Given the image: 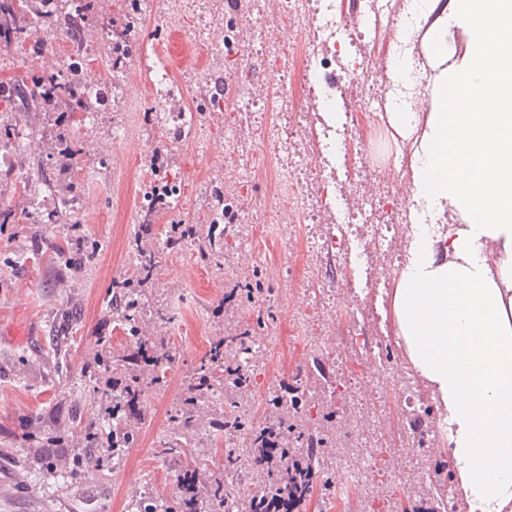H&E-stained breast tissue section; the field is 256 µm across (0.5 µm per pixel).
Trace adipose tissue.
Listing matches in <instances>:
<instances>
[{
  "label": "adipose tissue",
  "mask_w": 512,
  "mask_h": 512,
  "mask_svg": "<svg viewBox=\"0 0 512 512\" xmlns=\"http://www.w3.org/2000/svg\"><path fill=\"white\" fill-rule=\"evenodd\" d=\"M469 50L448 60V27ZM432 110L392 98L393 138L414 183L452 225L416 224L391 299L395 337L447 413L454 493L465 512H512V0H460L428 44Z\"/></svg>",
  "instance_id": "1"
}]
</instances>
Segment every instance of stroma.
I'll use <instances>...</instances> for the list:
<instances>
[{
  "label": "stroma",
  "mask_w": 512,
  "mask_h": 512,
  "mask_svg": "<svg viewBox=\"0 0 512 512\" xmlns=\"http://www.w3.org/2000/svg\"><path fill=\"white\" fill-rule=\"evenodd\" d=\"M98 23L82 25L81 43L67 38L35 49L33 41L0 52V86L8 88L30 66L57 73L61 61L79 52L86 75L111 85L112 99L90 114L62 103L0 112V144L21 142L9 165L0 167V512H128L132 500L159 512L179 493L186 467L201 473V485L223 477L238 488L233 512H245L243 472L224 470V457L250 441L266 422L282 385L316 391L324 401L313 409L319 429L333 428L350 447L341 457L327 442L316 457L317 474L301 512H419L429 494L422 470L451 477L447 441L428 433L435 403L394 337L391 308L361 292L344 289L357 272L343 260L312 256L305 239L325 234L338 210L361 215L378 208L379 223L391 225L392 256L376 274L397 280L408 245L405 214H425L424 205L397 193L382 196L381 183L364 172L376 126L375 110L361 71L337 73L334 105L312 83L314 64L302 50L306 21L284 17L282 0H260L227 8L225 0H184L179 19L150 17L151 0H93ZM338 23L349 25L353 43H342L348 59L365 57L380 84L390 85L391 60H415L452 0H437L432 12L407 24L406 0H396L378 28L357 22L366 0H327ZM205 26L208 43L193 32ZM242 44L237 60L211 53L227 26ZM134 32L139 57L120 67L100 57L108 28ZM277 31L281 54L257 60L266 28ZM170 70L180 91L157 107L148 70ZM348 116V136L332 144L329 168L302 167L303 190L313 200L306 222H297L294 201L273 173V147L263 137L267 122L287 127L293 140L314 137L329 108ZM179 190L175 207L145 216L141 200L156 168ZM84 170L78 198L83 212L57 213L33 203L23 187L33 180L61 198L76 170ZM227 201L223 223L213 226L220 264L200 262V242L167 251V237L185 224L210 222L217 200ZM155 252L152 278L134 276L136 244ZM80 246L94 254L90 275L72 265L53 264L46 248ZM319 270L321 284L310 280ZM262 292L251 295L252 286ZM158 337L164 355L160 384L143 387L147 419L123 455L100 470L72 475L46 471L53 455L69 460L84 446L74 439L76 416H103L112 403L107 370L90 367L99 340L115 361H124L135 341L130 327ZM245 339L239 355L252 358L244 389L213 385L210 406L230 421L227 429L176 435L169 416L180 395L199 377L212 343ZM397 366L394 383H383L381 360ZM421 443L406 453L403 429ZM178 440L184 453L165 455L163 442Z\"/></svg>",
  "instance_id": "obj_1"
}]
</instances>
